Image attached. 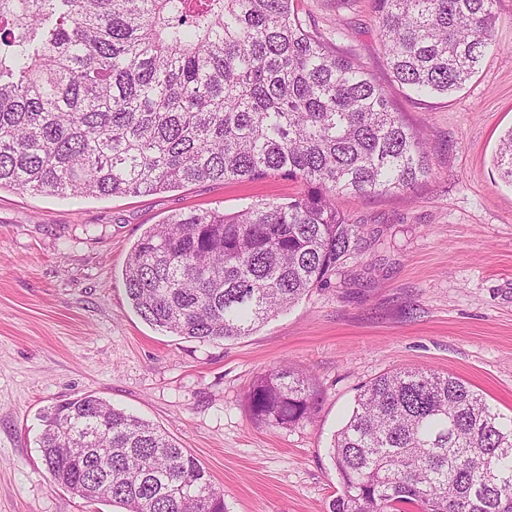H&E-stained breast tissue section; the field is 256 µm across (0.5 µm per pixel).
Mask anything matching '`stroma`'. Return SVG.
Segmentation results:
<instances>
[{"mask_svg":"<svg viewBox=\"0 0 512 512\" xmlns=\"http://www.w3.org/2000/svg\"><path fill=\"white\" fill-rule=\"evenodd\" d=\"M300 18L354 56L427 143L430 175L399 193L340 195L367 230L333 287L312 290L251 335L200 343L144 322L128 255L153 224L192 209L281 202L287 178L80 198L0 188V512H119L54 485L43 415L86 393L158 426L195 457L227 512H329L332 438L361 388L404 368L459 377L512 414V185L494 166L512 129V0L495 46L461 90L419 97L392 82L373 0H297ZM283 364L310 376L318 410L256 423L247 393Z\"/></svg>","mask_w":512,"mask_h":512,"instance_id":"stroma-1","label":"stroma"}]
</instances>
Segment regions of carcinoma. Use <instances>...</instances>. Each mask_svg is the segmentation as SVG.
<instances>
[{
  "label": "carcinoma",
  "mask_w": 512,
  "mask_h": 512,
  "mask_svg": "<svg viewBox=\"0 0 512 512\" xmlns=\"http://www.w3.org/2000/svg\"><path fill=\"white\" fill-rule=\"evenodd\" d=\"M386 64L448 94L492 46L496 0H375ZM496 166L512 184V129ZM429 175L423 139L354 59L307 29L293 0H0V187L106 197L283 177L284 203L168 217L128 255L135 312L200 343L248 336L363 251L339 194L405 191ZM253 418H310L308 376L272 369ZM54 484L124 512H226L191 455L93 393L44 415ZM330 512H512V415L462 380L384 373L334 434Z\"/></svg>",
  "instance_id": "cac0c4a2"
}]
</instances>
